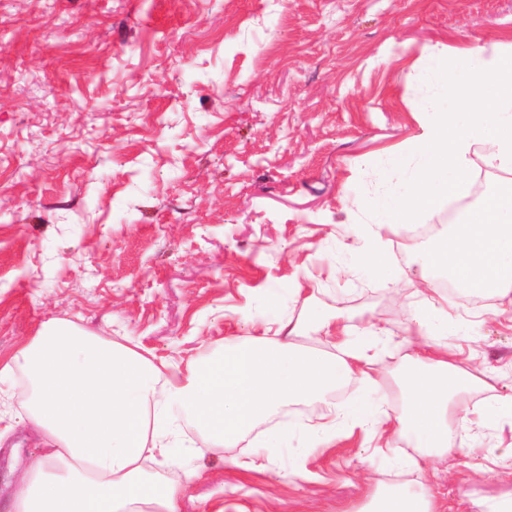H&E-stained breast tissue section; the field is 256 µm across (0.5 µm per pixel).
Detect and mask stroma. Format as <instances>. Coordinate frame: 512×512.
I'll use <instances>...</instances> for the list:
<instances>
[{
	"label": "stroma",
	"mask_w": 512,
	"mask_h": 512,
	"mask_svg": "<svg viewBox=\"0 0 512 512\" xmlns=\"http://www.w3.org/2000/svg\"><path fill=\"white\" fill-rule=\"evenodd\" d=\"M512 35V0H0V357L66 319L185 366L264 320L256 300L290 289L282 313L379 322L385 363L407 351L422 286L411 225L389 230L387 285L326 250L351 242L367 165L419 132L408 103L424 56ZM453 345L512 394V322L487 315ZM282 407L261 428L313 425L358 398ZM363 432L245 473L246 448H203L163 475L181 512H352L369 485ZM438 462L452 512L512 494L495 447ZM34 436L0 443V501Z\"/></svg>",
	"instance_id": "35a3bbf8"
}]
</instances>
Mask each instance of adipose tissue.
Instances as JSON below:
<instances>
[{
	"label": "adipose tissue",
	"instance_id": "adipose-tissue-1",
	"mask_svg": "<svg viewBox=\"0 0 512 512\" xmlns=\"http://www.w3.org/2000/svg\"><path fill=\"white\" fill-rule=\"evenodd\" d=\"M410 110L420 131L404 149L373 160L342 262L396 283L401 271L385 257L384 231L465 199L473 146H482L484 166L504 180L478 212L416 251L421 305L411 316L413 345L396 366L382 362L387 332L378 323L356 335L346 315L314 308L304 321L291 322L281 314L283 288L268 289L259 300L263 335L225 338L220 349L182 369L138 345L48 320L0 364V376L26 378L22 422L45 449L0 512H181L182 487L160 474L193 446L175 430L178 414L212 447L260 449V457L240 462L245 472L263 471L299 445L319 448L363 429L375 442L361 457L363 466L382 459L414 478L375 485L358 512H444L423 474L428 462L463 446L452 425L458 396L488 393L478 411L480 428L512 426V394H492L487 370L472 372L449 352V337L471 335L472 324L451 319L450 298L440 286L445 279L459 292L494 298L496 311L512 309V39L502 38L492 50L481 44L432 49ZM306 330L339 335L336 354L296 344ZM353 379L362 396L342 414L254 433L255 422L276 408L322 399ZM392 385L403 399L395 414L385 402ZM403 440L414 455L400 454Z\"/></svg>",
	"mask_w": 512,
	"mask_h": 512
}]
</instances>
